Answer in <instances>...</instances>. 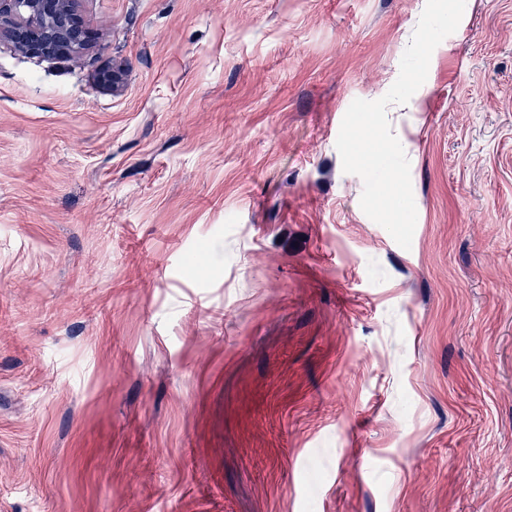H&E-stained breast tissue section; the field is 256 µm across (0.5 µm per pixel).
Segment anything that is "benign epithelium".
Instances as JSON below:
<instances>
[{"label": "benign epithelium", "mask_w": 512, "mask_h": 512, "mask_svg": "<svg viewBox=\"0 0 512 512\" xmlns=\"http://www.w3.org/2000/svg\"><path fill=\"white\" fill-rule=\"evenodd\" d=\"M79 0H0V40L24 54L77 59L96 39Z\"/></svg>", "instance_id": "obj_1"}]
</instances>
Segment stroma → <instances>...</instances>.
<instances>
[{
  "label": "stroma",
  "mask_w": 512,
  "mask_h": 512,
  "mask_svg": "<svg viewBox=\"0 0 512 512\" xmlns=\"http://www.w3.org/2000/svg\"><path fill=\"white\" fill-rule=\"evenodd\" d=\"M425 4L82 0L79 59L0 42V512H512V0L387 111L410 249L336 149Z\"/></svg>",
  "instance_id": "obj_1"
}]
</instances>
